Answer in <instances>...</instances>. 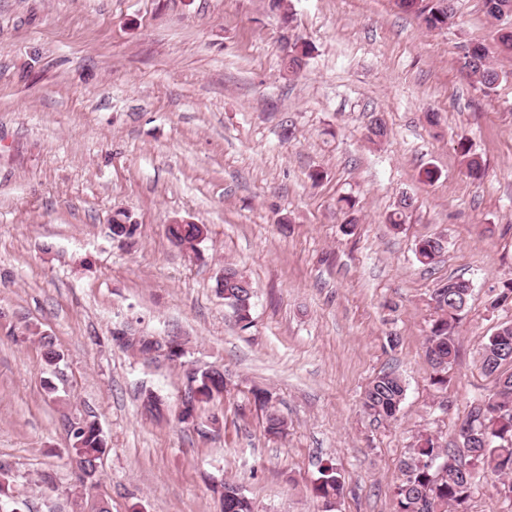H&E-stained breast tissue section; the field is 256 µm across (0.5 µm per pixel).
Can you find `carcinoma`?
<instances>
[{
	"label": "carcinoma",
	"instance_id": "carcinoma-1",
	"mask_svg": "<svg viewBox=\"0 0 512 512\" xmlns=\"http://www.w3.org/2000/svg\"><path fill=\"white\" fill-rule=\"evenodd\" d=\"M485 8L496 20H512V0H484ZM399 9L406 14H416L428 29H447L453 25L455 13L450 0H398ZM282 62L287 71L295 73L313 53L306 41L284 45L281 48ZM463 68L486 89L491 90L500 79L499 71L490 62L489 49L477 43L464 54ZM469 177L483 178V161L461 141L457 146ZM413 207V199L403 197L397 209L389 216L395 230L401 229L403 217ZM166 232L171 242L191 249L201 242L202 229L197 224H169ZM443 242L439 238H424L415 247V256L422 264H430L442 253ZM224 271L233 279L224 281L218 292L243 327H248L251 318L252 282L233 267ZM469 295L462 288L461 279H448L445 296L436 307L430 335L427 338L426 357L436 372L435 383L448 380V366L456 356L454 329L465 309ZM29 335L38 337L42 357L46 366L53 367L60 360L53 338L34 328ZM113 339L150 356L159 341L149 336L128 337L113 335ZM483 371L494 377L496 391L487 400L474 405L463 425H472L480 430L479 438L466 449L470 460L482 464L490 477L512 476V324H504L488 338L481 351ZM188 380L196 386L195 395L183 403L182 417L191 415L203 403H208L224 393V374L213 367L197 368L188 373ZM405 393L402 380L392 372H383L373 379L363 396V408L374 419H393L399 411ZM255 400L266 406V431L273 436L285 432V422L276 410L268 407L269 396L265 390L254 392ZM144 411L153 417L164 416L167 405L164 399L148 393L142 401ZM73 443L69 448L70 458L81 463L79 480L90 489L96 484L101 457L107 450V440L97 420L84 418L72 426ZM460 463L452 461L448 452L439 447L432 437L421 438L411 453L401 462V478L396 486L398 512H448L452 506L456 512H467L468 501L474 485L473 472L459 469ZM344 486L336 468L327 466L320 471L314 486L316 495L327 502L343 494ZM222 512H254L253 502L240 487L226 482L221 495Z\"/></svg>",
	"mask_w": 512,
	"mask_h": 512
}]
</instances>
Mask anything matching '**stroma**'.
Segmentation results:
<instances>
[{"label": "stroma", "instance_id": "obj_1", "mask_svg": "<svg viewBox=\"0 0 512 512\" xmlns=\"http://www.w3.org/2000/svg\"><path fill=\"white\" fill-rule=\"evenodd\" d=\"M452 4L455 25L429 30L394 0H290L284 15L268 0H0V464L25 512H75L69 427L91 414L108 443L92 497L109 512H220L225 481L256 512H322L329 464L332 512H397L420 435L461 455L460 425L494 391L479 352L512 323L496 301L512 279V56L484 0ZM286 37L315 48L295 75ZM474 43L493 51L492 90L461 67ZM376 116L388 135L373 141ZM118 211L133 238H112ZM176 218L207 238L175 246ZM438 235L444 252L418 263ZM228 265L255 287L246 329L216 290ZM455 277L472 294L438 386L431 297ZM27 325L53 336L55 369L11 336ZM123 327L181 337L184 364L123 346ZM188 362L223 367L224 395L191 424L146 416L147 391L177 408ZM389 370L406 395L377 420L361 399ZM457 149L468 176L475 180L483 178L485 172L483 161L472 152L471 146L466 141H460ZM344 486L336 467L327 466L320 471V477L314 486L316 495L327 502L336 500L343 494Z\"/></svg>", "mask_w": 512, "mask_h": 512}]
</instances>
